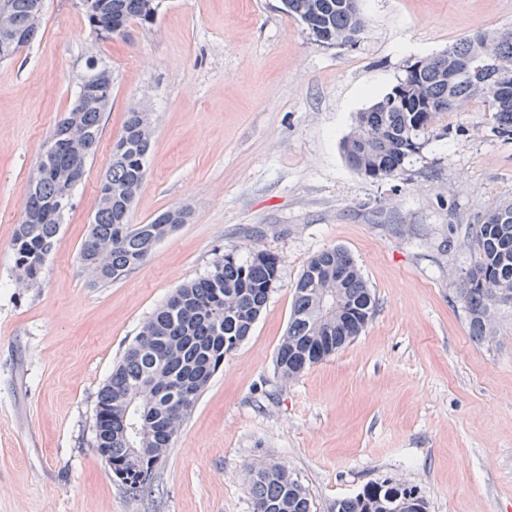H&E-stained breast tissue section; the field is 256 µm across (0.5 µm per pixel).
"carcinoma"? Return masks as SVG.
I'll return each instance as SVG.
<instances>
[{
	"label": "carcinoma",
	"mask_w": 512,
	"mask_h": 512,
	"mask_svg": "<svg viewBox=\"0 0 512 512\" xmlns=\"http://www.w3.org/2000/svg\"><path fill=\"white\" fill-rule=\"evenodd\" d=\"M344 0H282L289 16L308 34H334L353 26ZM160 0H81L93 32L116 37L135 21L153 23ZM3 6L27 24V41L37 33L43 0H4ZM502 70H455L476 56L468 37L432 56L417 70L405 61L391 91L357 114L354 130L342 143L347 163L371 180L402 176L433 136L437 119L460 103H487L499 136L512 139V27L492 32ZM75 102L51 133L38 160L42 174L30 179L20 224L10 246L17 279L40 282L55 249L60 224L72 208L55 172L94 155L102 114L112 99V75L89 57L77 82ZM152 139L149 113L127 112L123 132L112 150L100 203L81 250L80 261L97 283L118 281L136 269L164 238L188 222L190 211L173 208L148 224L130 223V211L146 172ZM474 261L460 275L457 298L473 337L486 341L497 333L494 313L512 301V203L488 210L472 226ZM279 261L252 248L244 259L234 247L224 250L202 277L177 288L143 326L113 366L98 393L94 447L112 456L125 473L121 485L135 496L173 444L178 428L205 391L224 355L251 334L279 280ZM376 299L353 256L329 247L306 264L295 286L286 335L275 356L280 380L299 377L312 365L349 344L372 319ZM253 512H311L310 494L284 465L263 463L250 470ZM412 491L398 480L366 485L336 500L330 512H386L390 498Z\"/></svg>",
	"instance_id": "1"
}]
</instances>
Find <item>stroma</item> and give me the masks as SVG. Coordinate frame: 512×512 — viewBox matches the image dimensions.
Here are the masks:
<instances>
[{
    "label": "stroma",
    "mask_w": 512,
    "mask_h": 512,
    "mask_svg": "<svg viewBox=\"0 0 512 512\" xmlns=\"http://www.w3.org/2000/svg\"><path fill=\"white\" fill-rule=\"evenodd\" d=\"M43 3L35 39L0 61V512H252L249 469L264 462L288 466L313 512L388 474L419 486L429 512H512V309L479 342L456 298L470 226L512 200V140L475 101L441 116L401 178L370 180L341 151L405 60L512 25V0H361L355 45L332 48L281 0H162L151 26L109 40L77 0ZM91 55L112 72V104L42 281L22 288L10 240ZM134 106L154 134L132 223L192 214L103 285L79 251ZM252 246L280 261L267 305L131 496L93 446L97 394L178 286ZM331 246L355 258L377 309L351 343L281 383L295 285Z\"/></svg>",
    "instance_id": "obj_1"
}]
</instances>
